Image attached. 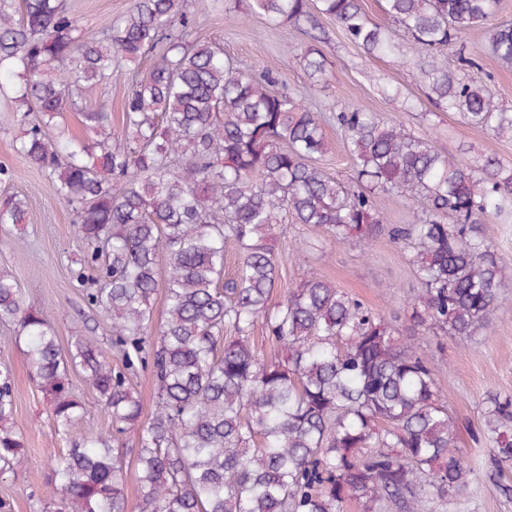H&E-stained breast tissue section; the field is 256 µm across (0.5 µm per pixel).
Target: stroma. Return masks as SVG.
<instances>
[{
  "mask_svg": "<svg viewBox=\"0 0 512 512\" xmlns=\"http://www.w3.org/2000/svg\"><path fill=\"white\" fill-rule=\"evenodd\" d=\"M251 0H192L198 17V40L221 47L243 70L272 69L279 87L297 94L314 110L327 115L328 152L320 165L326 173L349 182L353 167L334 114L340 108L362 106L389 124H400L416 135L429 137L440 151L473 163L494 157L512 164V139H500L488 129L467 124L461 113L443 112L429 101L418 80L417 58L407 34H399V52L370 57L350 42L335 22L321 19L319 48L326 61L323 81L312 82L297 59L310 38L292 27H274L250 9ZM131 0H65L67 10L78 17L86 36L109 27ZM489 28L481 25L466 31L454 50L441 54L446 66L458 56L480 59L490 74L489 87L496 107L512 111V67L484 53ZM134 75L131 67L117 65L111 79L89 90L83 100L87 109H105L113 125L121 123V102ZM24 126L9 95L0 94V197L25 198L30 221L12 228L0 239V270L18 281L26 304L40 309L55 327L62 345L76 337L93 340L106 354L111 347V322L87 307L73 287L70 268L82 244L74 231L76 215L57 201L46 176L21 158L16 141ZM301 225L284 223L274 230L273 245L280 258V278L271 300L280 302L289 288L314 274L361 299L375 312L403 316L419 286L402 244L379 237L370 253L351 244H331L330 256L320 245L296 252L297 239L306 237ZM14 328L0 323V359L15 374L16 420L25 442L26 463L17 473L0 478V499L9 501L12 512H37L45 500L48 462L65 446L55 431L48 405L32 381V369L23 346L14 343ZM417 342L422 352L434 357L436 380L449 398L451 412L461 420L478 424L487 395L512 396V276L502 289L501 306L483 335L472 340L452 336L423 335ZM465 459L478 476L457 496L432 498L428 512H512V469L495 472L486 442L460 439Z\"/></svg>",
  "mask_w": 512,
  "mask_h": 512,
  "instance_id": "1",
  "label": "stroma"
}]
</instances>
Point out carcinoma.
Wrapping results in <instances>:
<instances>
[{"label": "carcinoma", "instance_id": "cac0c4a2", "mask_svg": "<svg viewBox=\"0 0 512 512\" xmlns=\"http://www.w3.org/2000/svg\"><path fill=\"white\" fill-rule=\"evenodd\" d=\"M499 0H383L390 25L370 21L361 0H252L272 26L328 17L366 55L398 51L410 34L418 78L433 103L512 137V112L495 108L482 65L435 53L497 14ZM189 0H132L101 36L85 40L62 0H0V92L18 112H38L16 151L76 213L83 248L71 268L85 303L112 320L111 365L81 338L67 348L42 312L0 272V323L15 326L32 379L58 434L80 419L73 374L83 375L111 422L54 456L42 512H126L123 471L134 462L139 512H425L429 496L452 497L474 468L457 445V420L434 366L411 337L472 338L498 310L506 274L477 225L512 204V168L450 158L424 136L360 106L336 113L356 181L319 165L324 117L274 89L270 69L244 72L224 50L193 38ZM165 50L136 78L122 109L80 113L92 138H63L65 106L112 78L116 58L137 63ZM488 55L512 64V23L489 34ZM299 62L326 74L319 48ZM424 203L411 224H384L381 199ZM289 215L336 244L367 250L382 234L411 247L420 285L410 326L372 311L310 275L278 305L270 240ZM17 194L0 201V228L26 222ZM238 269L224 278V248ZM163 291L165 316L155 326ZM280 348L266 359L253 332ZM148 368L155 412L142 422L132 382ZM14 373L0 361V476L25 463L15 422ZM133 448L118 446L129 431ZM473 437L496 468L512 467V396H487Z\"/></svg>", "mask_w": 512, "mask_h": 512}]
</instances>
